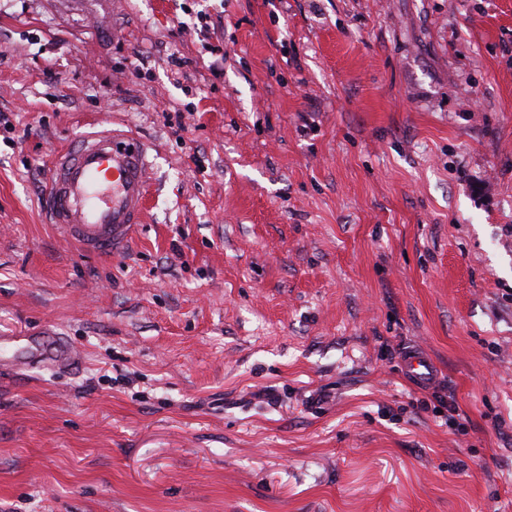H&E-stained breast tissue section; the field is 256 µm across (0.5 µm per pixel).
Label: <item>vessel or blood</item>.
I'll list each match as a JSON object with an SVG mask.
<instances>
[{
  "label": "vessel or blood",
  "instance_id": "obj_1",
  "mask_svg": "<svg viewBox=\"0 0 512 512\" xmlns=\"http://www.w3.org/2000/svg\"><path fill=\"white\" fill-rule=\"evenodd\" d=\"M149 168L145 146L129 132L85 134L52 159L48 196L53 224L85 252L118 250L143 222ZM401 365L419 386L437 380L432 362L419 349L406 351Z\"/></svg>",
  "mask_w": 512,
  "mask_h": 512
}]
</instances>
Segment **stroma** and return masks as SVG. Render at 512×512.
Segmentation results:
<instances>
[{
	"instance_id": "stroma-1",
	"label": "stroma",
	"mask_w": 512,
	"mask_h": 512,
	"mask_svg": "<svg viewBox=\"0 0 512 512\" xmlns=\"http://www.w3.org/2000/svg\"><path fill=\"white\" fill-rule=\"evenodd\" d=\"M112 126L88 254L49 161ZM1 334L0 512H512V0H0ZM48 181L52 223L87 253L115 252L143 223L149 161L129 132H91L54 153ZM402 370L422 387L433 385L437 381L436 370L430 359L419 349L406 351L401 359Z\"/></svg>"
}]
</instances>
